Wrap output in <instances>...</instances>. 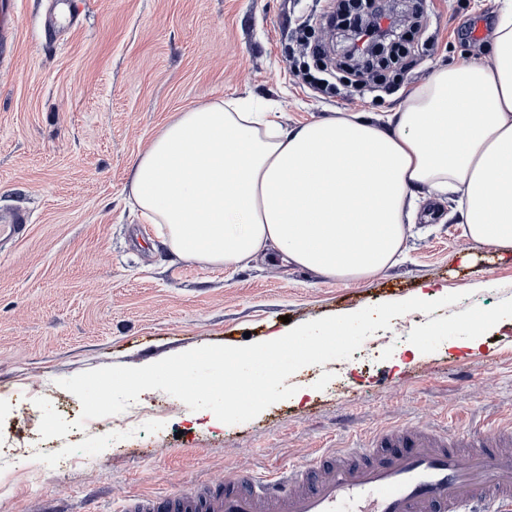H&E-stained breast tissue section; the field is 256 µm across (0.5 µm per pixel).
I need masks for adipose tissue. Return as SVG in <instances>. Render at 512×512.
Here are the masks:
<instances>
[{
	"mask_svg": "<svg viewBox=\"0 0 512 512\" xmlns=\"http://www.w3.org/2000/svg\"><path fill=\"white\" fill-rule=\"evenodd\" d=\"M451 190L466 235L512 253V0L489 63L438 70L386 119L337 112L286 125L220 98L175 113L130 182L178 259L228 268L271 249L340 280L394 264L419 200Z\"/></svg>",
	"mask_w": 512,
	"mask_h": 512,
	"instance_id": "adipose-tissue-1",
	"label": "adipose tissue"
}]
</instances>
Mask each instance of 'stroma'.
<instances>
[{"label": "stroma", "mask_w": 512, "mask_h": 512, "mask_svg": "<svg viewBox=\"0 0 512 512\" xmlns=\"http://www.w3.org/2000/svg\"><path fill=\"white\" fill-rule=\"evenodd\" d=\"M50 0H20L0 70V212L32 222L0 242V433L26 441L45 386L67 421L79 400L60 379L106 366L141 367L199 346H244L318 318L415 297L459 303L380 337L368 359L306 366L307 389L251 421H190L162 391L161 412L132 431L89 420L81 441L49 439L0 469V512H38L63 496L69 512H121L132 496L172 495L266 474L331 448H367L396 428L461 433L512 428V254L470 240L456 194L423 204L394 266L366 281L328 279L270 258L224 269L174 259L138 219L130 175L170 116L224 98L273 103L288 123L334 112L395 111L435 70L490 53L502 0H424L418 50L391 88L304 83L300 16L317 0H70L78 28L42 34ZM495 320L471 325L480 314ZM478 336L470 350L449 338ZM416 354H408L410 346Z\"/></svg>", "instance_id": "stroma-1"}]
</instances>
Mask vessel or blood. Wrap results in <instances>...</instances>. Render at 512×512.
<instances>
[{"label": "vessel or blood", "mask_w": 512, "mask_h": 512, "mask_svg": "<svg viewBox=\"0 0 512 512\" xmlns=\"http://www.w3.org/2000/svg\"><path fill=\"white\" fill-rule=\"evenodd\" d=\"M13 0H0V59L15 28ZM25 209L0 214V239L23 237ZM124 512H512V435L389 431L376 447L330 450L261 478L161 499H130Z\"/></svg>", "instance_id": "vessel-or-blood-1"}]
</instances>
